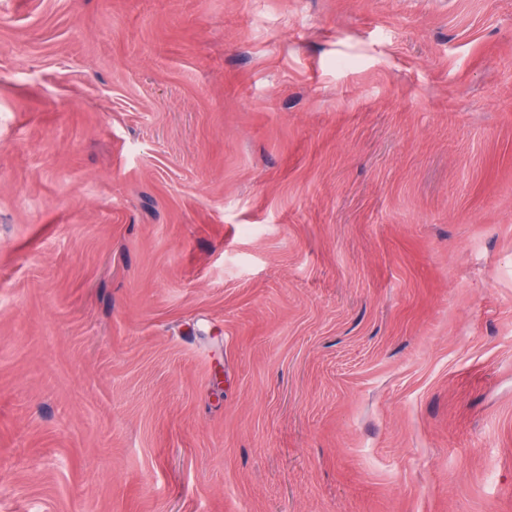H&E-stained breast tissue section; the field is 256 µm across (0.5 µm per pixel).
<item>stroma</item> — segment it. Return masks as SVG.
<instances>
[{
	"mask_svg": "<svg viewBox=\"0 0 512 512\" xmlns=\"http://www.w3.org/2000/svg\"><path fill=\"white\" fill-rule=\"evenodd\" d=\"M0 512H512V0H0Z\"/></svg>",
	"mask_w": 512,
	"mask_h": 512,
	"instance_id": "stroma-1",
	"label": "stroma"
}]
</instances>
